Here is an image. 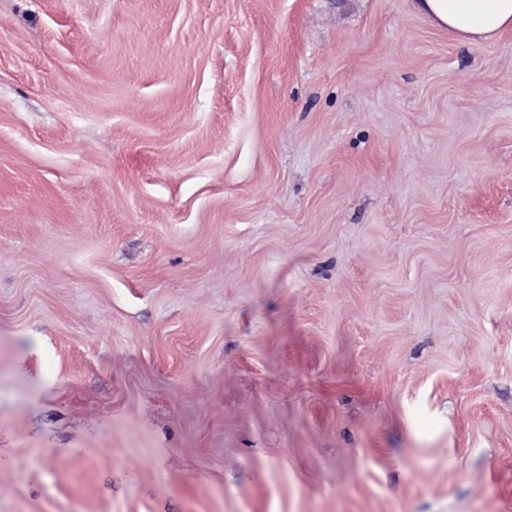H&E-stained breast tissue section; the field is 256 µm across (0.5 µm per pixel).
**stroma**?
Segmentation results:
<instances>
[{"instance_id": "obj_1", "label": "stroma", "mask_w": 512, "mask_h": 512, "mask_svg": "<svg viewBox=\"0 0 512 512\" xmlns=\"http://www.w3.org/2000/svg\"><path fill=\"white\" fill-rule=\"evenodd\" d=\"M0 512H512V32L0 0Z\"/></svg>"}]
</instances>
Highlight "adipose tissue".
<instances>
[{"mask_svg":"<svg viewBox=\"0 0 512 512\" xmlns=\"http://www.w3.org/2000/svg\"><path fill=\"white\" fill-rule=\"evenodd\" d=\"M414 11L465 42H489L512 31V0H411Z\"/></svg>","mask_w":512,"mask_h":512,"instance_id":"obj_1","label":"adipose tissue"}]
</instances>
